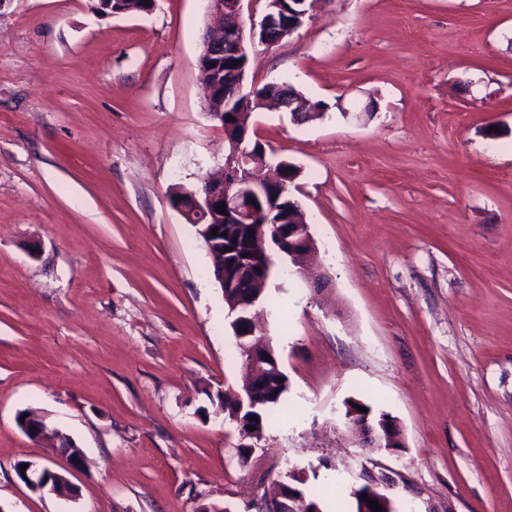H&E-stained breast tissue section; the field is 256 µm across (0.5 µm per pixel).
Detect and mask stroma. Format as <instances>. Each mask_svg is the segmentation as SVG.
<instances>
[{"label": "stroma", "instance_id": "35a3bbf8", "mask_svg": "<svg viewBox=\"0 0 512 512\" xmlns=\"http://www.w3.org/2000/svg\"><path fill=\"white\" fill-rule=\"evenodd\" d=\"M95 2L0 7V512H255L293 469L326 512L383 475L395 512H512V0H315L251 49L247 83L328 106L249 134L298 168L331 286L268 283L287 408L245 466L212 400L244 373L228 308L169 201L228 150L197 66L208 2ZM349 398L403 448L353 443ZM31 408L82 449L76 497L18 477L63 462L17 427Z\"/></svg>", "mask_w": 512, "mask_h": 512}]
</instances>
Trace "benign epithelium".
I'll return each mask as SVG.
<instances>
[{
    "label": "benign epithelium",
    "mask_w": 512,
    "mask_h": 512,
    "mask_svg": "<svg viewBox=\"0 0 512 512\" xmlns=\"http://www.w3.org/2000/svg\"><path fill=\"white\" fill-rule=\"evenodd\" d=\"M283 0H266V9L260 20H244V0H209V10L215 16L214 29L203 38V57L206 59L223 57L227 52L239 54L257 44L271 50L286 37L291 36L310 20L309 9L299 13L292 20H280L286 13L282 9ZM224 84L232 95L241 100L242 112L238 113L234 140L231 150L224 158V170L218 176H207L199 187L190 191L188 206L178 205L176 210L185 218L204 216L217 217L216 224H241L253 230L249 241L248 257L241 260V269L253 265H270L272 253L266 249L268 232L278 239L275 247L281 258L289 261L303 273L308 268L315 253V242L309 232V225L298 202L293 198L292 186L298 169L285 159L275 162L268 160L267 150L253 151L246 146L248 141V119L253 109L247 107L254 96V90H246L245 75L238 71H224ZM225 205L226 214L217 212V206ZM205 249L209 251L215 263L225 266L226 256L231 254L228 248L218 246V240L212 234L206 235ZM252 376L263 372L267 360L274 366L280 361L269 345L260 341L245 344ZM346 419L351 437L362 448H401L402 435L396 421L392 418L380 420L370 418V414L361 413L349 404ZM25 435L34 441L50 439L54 431L46 418L39 423L24 427ZM19 478L29 487L38 491L56 493L55 485L43 469L30 462L25 472L18 473ZM387 482L381 478L371 480L354 491L356 497L367 495L360 501V512H374L369 501H378L382 509H387L390 498L379 490V485ZM273 502L261 508V512H283L282 500L294 504L293 512H319L306 501L301 490L289 483L279 485L278 492L272 496Z\"/></svg>",
    "instance_id": "benign-epithelium-1"
}]
</instances>
